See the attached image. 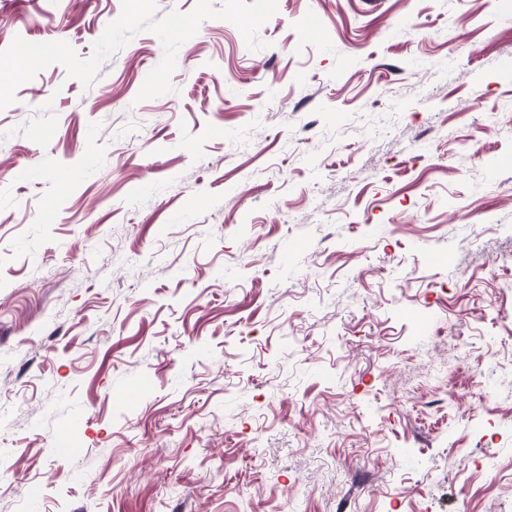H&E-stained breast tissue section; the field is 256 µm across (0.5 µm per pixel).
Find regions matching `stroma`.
Returning a JSON list of instances; mask_svg holds the SVG:
<instances>
[{
    "label": "stroma",
    "instance_id": "35a3bbf8",
    "mask_svg": "<svg viewBox=\"0 0 512 512\" xmlns=\"http://www.w3.org/2000/svg\"><path fill=\"white\" fill-rule=\"evenodd\" d=\"M121 11L0 0V51L86 58ZM259 36L204 21L140 102L143 31L0 109V512L512 502V0H278Z\"/></svg>",
    "mask_w": 512,
    "mask_h": 512
}]
</instances>
